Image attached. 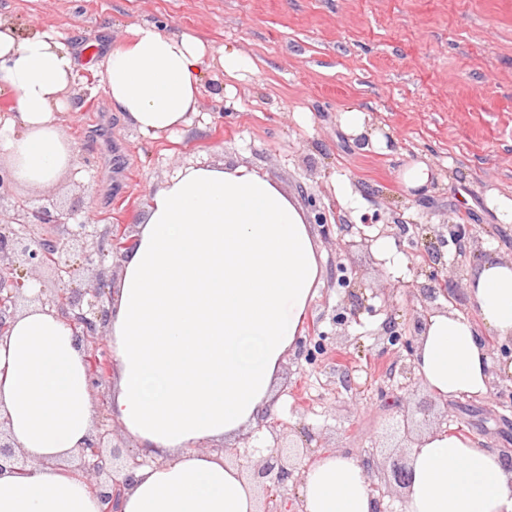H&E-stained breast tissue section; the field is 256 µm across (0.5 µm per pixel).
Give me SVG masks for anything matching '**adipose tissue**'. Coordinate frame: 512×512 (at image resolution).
Returning a JSON list of instances; mask_svg holds the SVG:
<instances>
[{
	"instance_id": "1",
	"label": "adipose tissue",
	"mask_w": 512,
	"mask_h": 512,
	"mask_svg": "<svg viewBox=\"0 0 512 512\" xmlns=\"http://www.w3.org/2000/svg\"><path fill=\"white\" fill-rule=\"evenodd\" d=\"M77 50L55 32L18 39L0 20V162L16 185L55 184L76 166L63 131ZM256 72L247 54L153 24L132 27L105 56L113 107L145 134L182 130L197 112L208 69ZM124 253L108 325L113 421L146 460L119 512H257L243 466L212 443L259 428L278 375L303 331L323 255L296 199L244 166H189L150 195ZM477 319L428 314L416 370L442 399L482 397L512 363L493 367L479 339H512V258L484 260L467 281ZM0 414L24 471L0 469V512H100L63 462L85 445L94 403L86 354L56 310L32 305L0 337ZM403 512H512V469L465 435L436 429L410 450ZM301 512H374L362 460L341 452L306 466Z\"/></svg>"
}]
</instances>
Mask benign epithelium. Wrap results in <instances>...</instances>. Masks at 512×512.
Wrapping results in <instances>:
<instances>
[{
  "label": "benign epithelium",
  "instance_id": "7a95c632",
  "mask_svg": "<svg viewBox=\"0 0 512 512\" xmlns=\"http://www.w3.org/2000/svg\"><path fill=\"white\" fill-rule=\"evenodd\" d=\"M13 199V180L8 169L0 165V223H14L19 230L11 235H0V335L17 312V302L23 294L24 278L47 267L57 279L66 281L75 275L74 257L79 255L88 266L95 265L103 253L101 234L89 221L79 217L74 209H63L52 197L44 196L34 203L14 199L10 207L4 201ZM37 300L49 306L69 323L75 340L88 354V361L95 362L103 353L104 335L107 331L109 307L101 287L74 288L68 293L55 294ZM115 428L104 425L80 449L79 470L91 493L102 505L101 512L116 509L121 488L129 485L132 470L145 464V460L132 455L123 465H117L119 454L109 450V440ZM298 471V463L289 456L268 454L257 470L259 479H269L272 487L280 488ZM392 481L375 484V512H387L384 497L389 488L409 485L411 471L408 458L401 456L390 463Z\"/></svg>",
  "mask_w": 512,
  "mask_h": 512
}]
</instances>
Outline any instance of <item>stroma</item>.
Masks as SVG:
<instances>
[{
	"instance_id": "1",
	"label": "stroma",
	"mask_w": 512,
	"mask_h": 512,
	"mask_svg": "<svg viewBox=\"0 0 512 512\" xmlns=\"http://www.w3.org/2000/svg\"><path fill=\"white\" fill-rule=\"evenodd\" d=\"M0 18L20 39L51 29L79 48L70 89L79 109L63 128L88 170L47 192L98 229L133 234L151 192L197 163L265 173L305 209L325 277L283 367L278 410L226 459L278 444L310 457L371 455L386 474L407 440L386 431L404 398L428 409L409 438L448 428L512 464V379L483 398L439 399L386 336L413 335L427 309L476 317L468 275L487 258L512 257V223L489 207L512 197V0H0ZM134 24L192 31L250 55L257 72L233 80L230 99L207 82L186 133L144 135L113 110L101 72L86 68ZM351 107L370 112L389 152L362 149L342 131ZM417 161L438 179L411 196L399 172ZM339 183L357 206L337 199ZM448 224L470 226L462 248L440 245ZM384 236L403 256L398 270L375 246ZM442 267L457 270V283L421 304L411 289Z\"/></svg>"
}]
</instances>
